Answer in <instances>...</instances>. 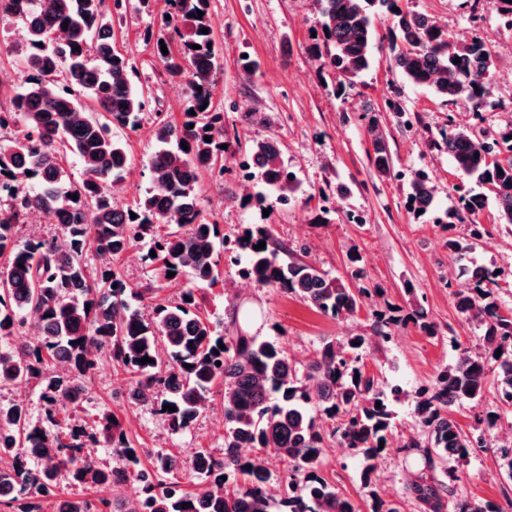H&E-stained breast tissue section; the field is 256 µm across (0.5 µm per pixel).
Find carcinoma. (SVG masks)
Returning a JSON list of instances; mask_svg holds the SVG:
<instances>
[{"label": "carcinoma", "instance_id": "cac0c4a2", "mask_svg": "<svg viewBox=\"0 0 512 512\" xmlns=\"http://www.w3.org/2000/svg\"><path fill=\"white\" fill-rule=\"evenodd\" d=\"M105 3L0 0L1 17L22 20L13 50L25 70L8 104L0 105V130L10 132L0 139V340L18 335L26 314L37 316L41 325L37 345L0 348V384H40L44 409L34 422L22 401L0 406V505L12 512H43V502L52 500L55 512H110L108 503L97 504L73 489L135 482L138 495L123 512H359L321 473L328 443L334 440L359 457L364 484H370L383 452L380 442L394 426L395 406L408 393L363 370L361 336L323 343L302 375L278 342L211 322L201 302L202 290L221 276L222 255L240 249L247 253L241 269L246 279L298 296L325 315L354 314L369 291L305 261L280 259L282 247L264 225L249 230V240L232 241L201 216V174L224 175V113L214 102L220 56L210 0H165L170 18L163 22L180 47L173 52L166 38L155 43V55L166 73L189 78L181 124L155 107L149 92L131 84L134 64L117 48ZM315 3L329 35L312 50L345 80L370 67L379 50L372 17L385 10L393 23L388 51L402 76L444 102L469 109L473 124L448 117L434 146L448 152L455 168L482 191H463L459 206L437 223H463L491 199L497 223L512 226V121L490 139L474 132L498 106L490 91L497 68L492 50L477 38L449 40L448 30L426 14L404 11L399 0ZM148 111L155 141L152 179L132 210L112 193L130 164L112 130L136 129ZM368 128L375 167L385 176L390 163L375 117H369ZM69 154L82 168L78 182L71 181L65 165ZM249 158L267 195L286 204L297 194L299 181L284 167L275 139L254 141ZM408 195L426 211L435 185L417 171ZM34 211L64 217L61 237L18 240V226ZM483 237L484 230L474 227L470 238L449 240L448 249L460 260ZM145 240L156 253L145 254L155 271L145 293L159 291L155 283L170 271L191 284L176 302H158L146 316L131 307L121 280L109 269L115 257ZM261 242L265 248L255 249ZM89 255L101 263L99 269H92ZM467 274L468 287L455 289L451 282L448 287L458 311L480 331L481 344L475 352L461 350L413 396L426 442L413 439L408 447L422 452L427 470L442 478L416 481L409 491L434 512L445 500L451 512H506L511 498L504 508L456 497V483L476 448H495L512 481V446L494 445L486 437L500 415H475L478 427L469 433L450 415L465 402L480 406L491 361L497 365V398L512 410V312H503L495 296L497 271L459 267V275ZM102 351L131 375L129 398L152 405L171 434L187 430L213 385H224V455L197 451L191 458L205 487L185 491L172 476L178 462L168 453L155 454L151 472L141 470L138 449L110 412L98 414L89 431L82 426L59 431L60 411L76 412L90 399L88 378L97 368L95 353ZM145 356L153 362L140 363ZM166 404L175 411L163 410ZM244 443L287 464L279 500L267 495L270 474L264 461L240 454ZM90 444L113 450V462L104 465L85 454Z\"/></svg>", "mask_w": 512, "mask_h": 512}]
</instances>
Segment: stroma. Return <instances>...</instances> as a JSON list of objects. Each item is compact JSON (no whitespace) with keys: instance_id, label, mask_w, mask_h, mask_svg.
Instances as JSON below:
<instances>
[{"instance_id":"stroma-1","label":"stroma","mask_w":512,"mask_h":512,"mask_svg":"<svg viewBox=\"0 0 512 512\" xmlns=\"http://www.w3.org/2000/svg\"><path fill=\"white\" fill-rule=\"evenodd\" d=\"M404 10L424 13L464 40L480 38L497 54L491 83L500 110L489 116V128L512 119V29L499 20L491 0H402ZM164 0L145 9L128 0L123 13L113 15L112 27L119 47L134 58V86L149 90L175 122H183L187 80L164 75L153 56L146 32H159ZM222 69L214 101L224 112V137L231 148L224 156L222 178L203 174L198 183L199 207L205 219L223 225L234 237L253 224H268L282 244L283 259L304 260L351 287L372 289L371 298L342 318L326 316L308 302L276 288H262L240 275L241 262L222 259L221 277L205 291L207 315L231 326L238 324L242 308H252L258 323L251 335L282 343L296 365L308 363L322 343L349 336L365 337L362 361L381 382L399 384L408 392L427 385L457 357L460 348L477 349L478 332L455 306L446 286L458 265L448 251L449 239H465L472 225L486 230L472 260L498 270L495 290L503 309H512V228L498 224L493 204L471 216L469 222L437 223V216L458 203V186L465 177L447 152L434 149L433 140L448 119L470 121L463 105L433 97L426 89L406 82L387 52H377L371 67L353 88L336 96L337 75L321 66L310 53L321 17L313 0H211ZM20 22L0 19V98L21 81L23 67L11 45ZM251 71H244L243 61ZM401 109L387 111L388 101ZM373 115L385 132L391 173L379 175L366 116ZM117 135L128 145L130 172L118 197L131 206L150 183L149 158L154 150L151 122L142 119L137 130ZM273 137L281 159L294 172L301 191L288 206L274 199L258 202L259 177L243 179L238 163L253 141ZM427 170L436 185L433 211L418 216L408 201V181ZM347 186L339 196L338 186ZM138 243L115 258L112 269L127 288L132 308L146 310L153 299L145 294L152 271ZM424 304L434 334L416 326L411 315ZM390 316V343L379 344L375 316ZM128 374L100 360L90 387L92 401L79 413L81 423L111 411L121 421L128 439L139 450L142 466L154 454L169 452L181 459L176 479L190 491L202 486L188 465L200 448L213 456L224 453V388L214 385L209 400L188 430L169 434L152 407L126 400ZM396 425L378 461L371 484L361 481L362 465L338 447L327 450L323 475L337 492L370 512L372 495L399 503L403 512H422L406 487L424 468L417 451L408 450L409 438L420 437L412 400L397 406ZM461 495L505 504L512 497L500 460L490 451L473 454L458 486Z\"/></svg>"}]
</instances>
